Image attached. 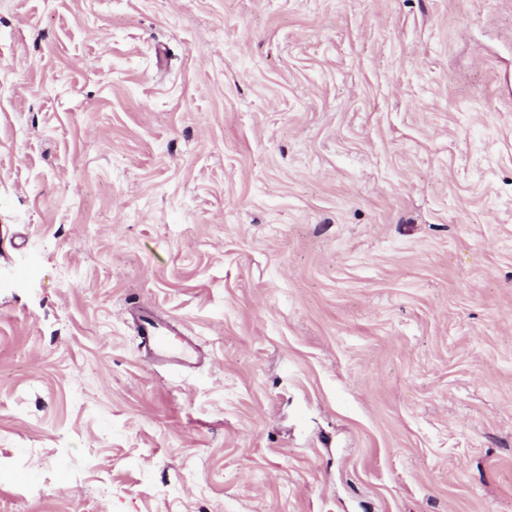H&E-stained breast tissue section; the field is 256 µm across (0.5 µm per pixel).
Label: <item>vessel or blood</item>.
I'll list each match as a JSON object with an SVG mask.
<instances>
[{
	"label": "vessel or blood",
	"instance_id": "1",
	"mask_svg": "<svg viewBox=\"0 0 512 512\" xmlns=\"http://www.w3.org/2000/svg\"><path fill=\"white\" fill-rule=\"evenodd\" d=\"M134 322L140 345L155 364L190 367L198 363L199 351L194 337L180 333L174 325L159 320L151 307L139 306Z\"/></svg>",
	"mask_w": 512,
	"mask_h": 512
}]
</instances>
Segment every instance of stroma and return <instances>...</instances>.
<instances>
[{
	"label": "stroma",
	"instance_id": "1",
	"mask_svg": "<svg viewBox=\"0 0 512 512\" xmlns=\"http://www.w3.org/2000/svg\"><path fill=\"white\" fill-rule=\"evenodd\" d=\"M0 512H512V0H0ZM134 322L145 349L157 365L192 367L199 361V351L193 336L176 330L174 325L158 319L148 305L139 306Z\"/></svg>",
	"mask_w": 512,
	"mask_h": 512
}]
</instances>
